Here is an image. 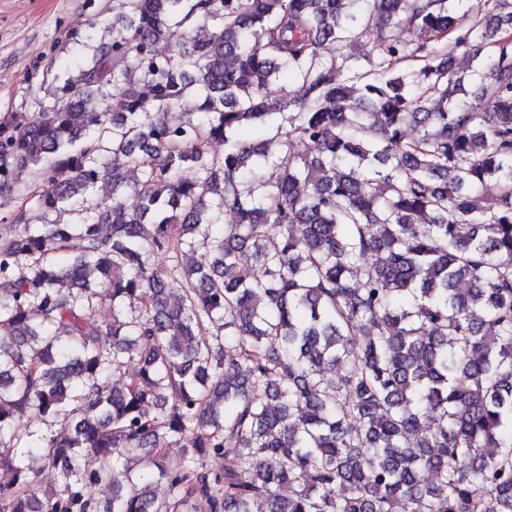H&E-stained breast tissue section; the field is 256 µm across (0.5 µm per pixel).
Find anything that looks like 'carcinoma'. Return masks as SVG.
<instances>
[{
    "label": "carcinoma",
    "instance_id": "1",
    "mask_svg": "<svg viewBox=\"0 0 512 512\" xmlns=\"http://www.w3.org/2000/svg\"><path fill=\"white\" fill-rule=\"evenodd\" d=\"M459 2L112 0L0 116V512H512V0Z\"/></svg>",
    "mask_w": 512,
    "mask_h": 512
}]
</instances>
